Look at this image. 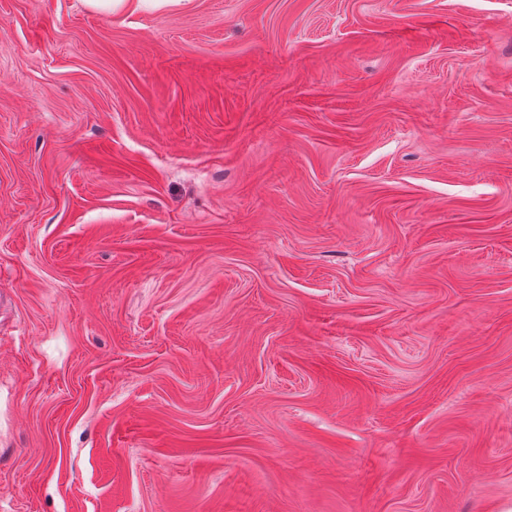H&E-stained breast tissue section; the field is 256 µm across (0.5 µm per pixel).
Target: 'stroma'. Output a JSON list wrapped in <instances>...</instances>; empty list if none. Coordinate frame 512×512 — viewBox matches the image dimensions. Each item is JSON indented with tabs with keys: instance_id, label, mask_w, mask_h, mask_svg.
Returning a JSON list of instances; mask_svg holds the SVG:
<instances>
[{
	"instance_id": "stroma-1",
	"label": "stroma",
	"mask_w": 512,
	"mask_h": 512,
	"mask_svg": "<svg viewBox=\"0 0 512 512\" xmlns=\"http://www.w3.org/2000/svg\"><path fill=\"white\" fill-rule=\"evenodd\" d=\"M0 512H512V0H0ZM85 5L92 10L123 11L136 10L148 3H163V0H83Z\"/></svg>"
}]
</instances>
